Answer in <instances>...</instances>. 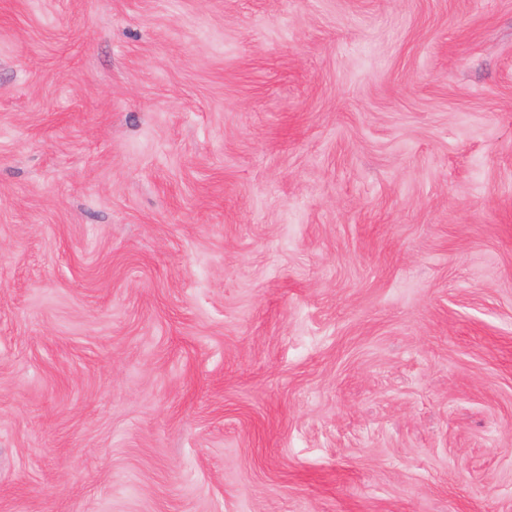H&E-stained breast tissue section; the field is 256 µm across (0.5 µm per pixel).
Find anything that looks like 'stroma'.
<instances>
[{
  "instance_id": "obj_1",
  "label": "stroma",
  "mask_w": 512,
  "mask_h": 512,
  "mask_svg": "<svg viewBox=\"0 0 512 512\" xmlns=\"http://www.w3.org/2000/svg\"><path fill=\"white\" fill-rule=\"evenodd\" d=\"M0 512H512V0H0Z\"/></svg>"
}]
</instances>
